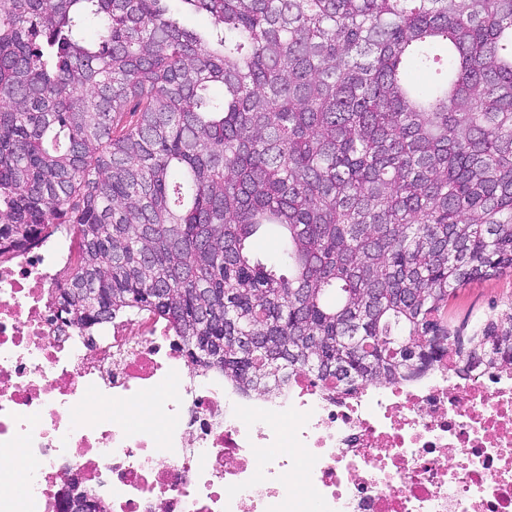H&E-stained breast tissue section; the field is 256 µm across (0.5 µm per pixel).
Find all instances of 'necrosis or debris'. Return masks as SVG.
I'll return each instance as SVG.
<instances>
[{
	"mask_svg": "<svg viewBox=\"0 0 512 512\" xmlns=\"http://www.w3.org/2000/svg\"><path fill=\"white\" fill-rule=\"evenodd\" d=\"M74 258L67 233L0 254V512H59L76 473L112 512H512V376L450 356L349 395L303 372L245 394L151 316L63 322Z\"/></svg>",
	"mask_w": 512,
	"mask_h": 512,
	"instance_id": "necrosis-or-debris-1",
	"label": "necrosis or debris"
}]
</instances>
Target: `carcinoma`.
<instances>
[{
  "instance_id": "cac0c4a2",
  "label": "carcinoma",
  "mask_w": 512,
  "mask_h": 512,
  "mask_svg": "<svg viewBox=\"0 0 512 512\" xmlns=\"http://www.w3.org/2000/svg\"><path fill=\"white\" fill-rule=\"evenodd\" d=\"M49 224L69 322L163 319L243 393L511 371L512 303L446 310L512 271V0H0V248ZM512 301V273L474 283L458 290L448 307V318L456 325L469 326L498 312Z\"/></svg>"
}]
</instances>
